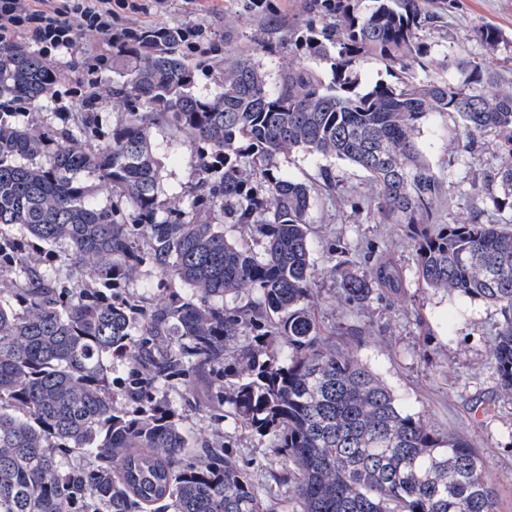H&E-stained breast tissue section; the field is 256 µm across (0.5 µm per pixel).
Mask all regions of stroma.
I'll return each mask as SVG.
<instances>
[{
  "instance_id": "stroma-1",
  "label": "stroma",
  "mask_w": 512,
  "mask_h": 512,
  "mask_svg": "<svg viewBox=\"0 0 512 512\" xmlns=\"http://www.w3.org/2000/svg\"><path fill=\"white\" fill-rule=\"evenodd\" d=\"M305 0H267L262 13L245 11L242 0H144L139 21L145 28L200 25L214 32L220 49L210 61L211 73L195 77L199 96L215 92L212 74L226 58L251 50L269 82L292 66L327 70V63L298 49L292 42L270 41L268 19L285 29L302 26ZM443 27L421 32L433 61L452 50L483 62L500 73L493 93L512 91V0H445ZM486 24L499 27L502 38L487 48L477 37ZM419 141L443 173L444 191L437 204L441 221L467 217L476 205L474 189L481 185L484 164L496 154L493 138H485L474 154L464 153L461 124L434 114L423 120ZM164 162L160 193L168 201L191 196L197 157L193 144L171 137L165 125L153 130ZM342 190L323 197L312 213L315 227L313 257L327 268L340 258L368 271L390 260L400 268L399 292L378 290L362 308L344 303L337 282L324 276L313 285L315 312L327 342L356 354L394 391L401 408L419 416L441 433L465 437L478 449L488 481L498 496L499 512H512V398L502 394L491 365L490 346L502 316L497 307L478 298L443 295L418 278L412 230L405 224H383L364 200L373 193L367 176L352 165L334 161ZM197 401L182 404L178 389L167 391L182 426L190 435H229L248 470L265 476L280 469L282 459L268 439L235 430L228 421L211 418L209 379L195 382Z\"/></svg>"
}]
</instances>
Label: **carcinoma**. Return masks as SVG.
<instances>
[{"instance_id": "obj_1", "label": "carcinoma", "mask_w": 512, "mask_h": 512, "mask_svg": "<svg viewBox=\"0 0 512 512\" xmlns=\"http://www.w3.org/2000/svg\"><path fill=\"white\" fill-rule=\"evenodd\" d=\"M359 2L306 0L312 19L292 33L331 77L290 67L271 85L240 54L210 97L193 92L206 59L183 51L189 37L219 48L199 26L142 30L110 59L76 58L70 77L0 43V512H266L259 491L281 486L301 512H499L479 452L328 348L314 313L322 274L353 306L402 279L387 264L369 275L316 265L309 214L336 175L329 164L309 182L284 178L277 159L298 150L368 173L380 221L426 225L414 247L427 287L500 308L491 364L512 396V229L477 206L436 223L444 177L418 140L433 113L460 121L468 153L493 136L500 163L477 194L511 212L512 94H488L492 70L458 55L446 61L454 79L429 74L419 33L439 22L435 0ZM364 54L397 84L354 92ZM72 84L79 111L45 121L41 101ZM105 93L125 108L107 132ZM159 123L196 148L184 208L159 198ZM85 172L110 186V204ZM226 224L244 238H227ZM145 265L167 279L155 303L125 290ZM203 375L220 417L282 456L266 482L233 444L182 428L166 391Z\"/></svg>"}]
</instances>
